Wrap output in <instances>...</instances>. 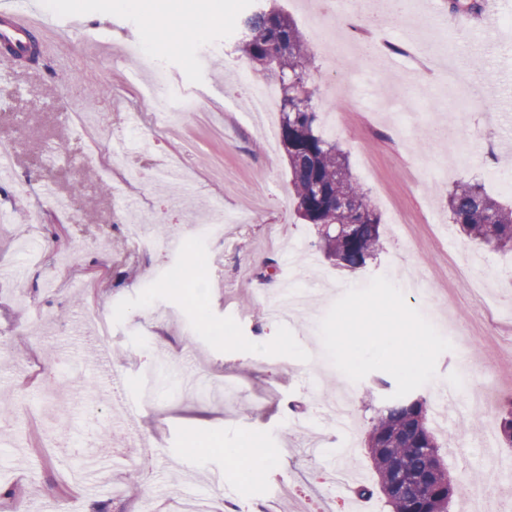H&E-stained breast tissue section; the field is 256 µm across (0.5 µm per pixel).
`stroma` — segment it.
<instances>
[{
  "mask_svg": "<svg viewBox=\"0 0 512 512\" xmlns=\"http://www.w3.org/2000/svg\"><path fill=\"white\" fill-rule=\"evenodd\" d=\"M221 0H183L189 26L161 53L171 84L195 111L157 130L130 162L142 170L179 163L189 177L164 191L146 181L105 176L87 155L69 116L94 113L113 137L137 104L140 55L124 46L152 45L162 33L124 0H69L80 24L72 38L36 63H16L0 77V139L16 140L12 177L0 178V383L15 407L0 416V512H181L185 500L212 496L237 512H390L382 493L356 496L338 473L372 486L365 448L379 408L400 398L428 408L457 390L448 423L429 424L453 483L451 512H461L476 472L512 479V447L498 429L512 390L492 406L477 404L482 384L512 382V351L482 342L460 350L457 326L475 309L457 302L450 321L439 312L455 287L452 262L475 263L489 304L501 318L512 291V250H488L457 229L448 193L481 181L512 203V102L467 96L479 83L512 87V7L485 0L496 28L477 15H455L443 34L444 66L460 84L432 83L428 96L396 87L354 51L338 59L314 48L313 105L341 113L335 139L381 218L383 246L364 268L327 260L317 226L296 215L288 161L248 120L249 99L234 73L270 83L271 71L240 59L224 22L204 28L210 54L196 51L190 26ZM96 87L95 100L86 97ZM51 195L63 210L44 206ZM133 204L158 248L133 252L117 215ZM224 204V237L196 239L208 224V201ZM39 223H31L32 210ZM406 225L396 233V225ZM204 253L199 274L182 291L164 285L169 268ZM306 266V308L288 320L271 314L270 287ZM352 280L341 288V280ZM112 315L101 339L86 321L91 308ZM112 350L115 383L101 384L96 350ZM195 371L205 389L134 410L131 399L149 375ZM372 402H363L366 389ZM347 396L350 433L338 434L329 411ZM477 418L492 428L479 442L459 429ZM60 445L51 452L48 434ZM254 442L233 464L228 448Z\"/></svg>",
  "mask_w": 512,
  "mask_h": 512,
  "instance_id": "35a3bbf8",
  "label": "stroma"
}]
</instances>
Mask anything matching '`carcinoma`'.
<instances>
[{"instance_id": "1", "label": "carcinoma", "mask_w": 512, "mask_h": 512, "mask_svg": "<svg viewBox=\"0 0 512 512\" xmlns=\"http://www.w3.org/2000/svg\"><path fill=\"white\" fill-rule=\"evenodd\" d=\"M243 21L237 49L251 61L275 67L282 92L280 142L288 157L299 216L322 228L321 248L337 266L356 270L380 250V217L357 183L336 141L319 132V115L310 104L312 56L287 15L267 0ZM451 11L478 15L479 0H451ZM453 223L477 245L491 250L512 247V205L492 198L478 181H461L448 194ZM356 225L351 235L336 232ZM366 445L380 491L395 476L404 490L387 497L392 512H449L451 483L435 480L440 449L429 425L426 403L396 400L373 419Z\"/></svg>"}]
</instances>
